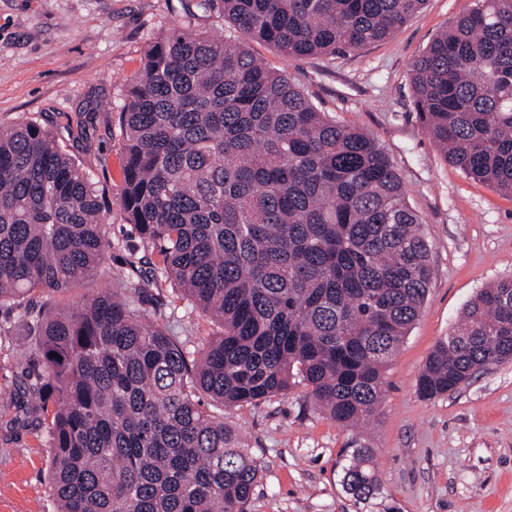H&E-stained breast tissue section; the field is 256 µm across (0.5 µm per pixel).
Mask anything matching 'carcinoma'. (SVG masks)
Here are the masks:
<instances>
[{
	"instance_id": "cac0c4a2",
	"label": "carcinoma",
	"mask_w": 512,
	"mask_h": 512,
	"mask_svg": "<svg viewBox=\"0 0 512 512\" xmlns=\"http://www.w3.org/2000/svg\"><path fill=\"white\" fill-rule=\"evenodd\" d=\"M188 2L213 29L174 27L147 50L120 107L119 206L160 273L220 324L213 340L150 319L154 281L134 260V275L75 311L28 304L103 267L111 243L102 194L55 136L36 119L0 126V307L22 310L45 368L32 395L56 512H246L261 465L224 409L303 385L336 423L369 422L430 289L429 244L383 147L246 47L344 56L428 0ZM409 78L445 161L512 194V0H472ZM508 359L512 276L466 306L418 390L452 393ZM344 479L374 495L369 449L353 450Z\"/></svg>"
}]
</instances>
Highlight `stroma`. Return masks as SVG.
Masks as SVG:
<instances>
[{"label":"stroma","instance_id":"obj_1","mask_svg":"<svg viewBox=\"0 0 512 512\" xmlns=\"http://www.w3.org/2000/svg\"><path fill=\"white\" fill-rule=\"evenodd\" d=\"M470 0H428L389 38L330 59H284L267 43L251 54L286 72L323 112L375 137L394 164L430 244L432 284L421 313L384 372L376 419L342 427L315 409L299 386L285 395L225 410L260 462L248 512H512V361L475 373L454 393L423 398L418 377L436 342L456 326L471 299L512 275V196L472 180L445 162L413 104L412 62ZM207 30L188 20L182 0H0V126L36 118L76 162L88 166L107 207L112 249L89 279L65 292L33 294L35 304L73 310L112 290L143 244L119 206L125 131L119 121L129 79L152 42L169 28ZM83 151L67 129L97 102ZM166 325L195 342L220 333L177 287L157 277L151 290ZM0 512H53L50 448L32 387L41 359L18 309H0ZM371 451L379 490L351 493L344 468L353 449Z\"/></svg>","mask_w":512,"mask_h":512}]
</instances>
